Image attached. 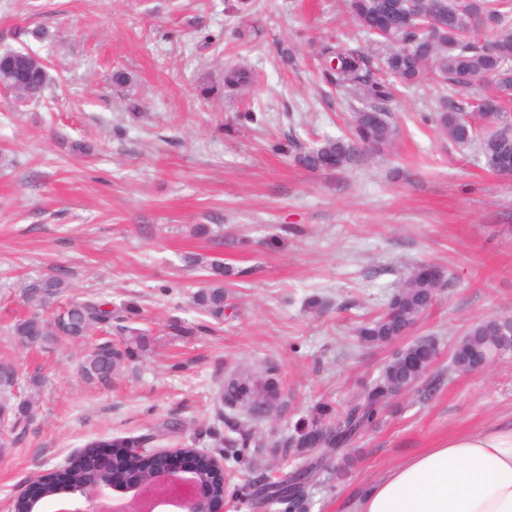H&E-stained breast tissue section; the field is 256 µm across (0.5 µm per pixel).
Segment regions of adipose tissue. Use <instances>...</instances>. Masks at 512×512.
Segmentation results:
<instances>
[{
    "label": "adipose tissue",
    "instance_id": "obj_1",
    "mask_svg": "<svg viewBox=\"0 0 512 512\" xmlns=\"http://www.w3.org/2000/svg\"><path fill=\"white\" fill-rule=\"evenodd\" d=\"M357 512H512V425L423 449L370 484Z\"/></svg>",
    "mask_w": 512,
    "mask_h": 512
}]
</instances>
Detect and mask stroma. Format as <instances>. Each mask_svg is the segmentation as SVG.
<instances>
[{
    "label": "stroma",
    "instance_id": "obj_1",
    "mask_svg": "<svg viewBox=\"0 0 512 512\" xmlns=\"http://www.w3.org/2000/svg\"><path fill=\"white\" fill-rule=\"evenodd\" d=\"M327 36L362 44L344 0H0V49H31L54 79L40 103L0 107V152L14 158L0 166V327L26 311L11 284L53 268L108 304L121 338L146 335L107 387L80 376L73 344L25 349L0 335V357L43 380L33 417L0 448V508L116 436L217 453L234 425L254 442L227 468L258 484L292 471L306 458L286 443L296 422L317 401L356 397L392 354L359 346L354 330L422 261L448 275L416 332L438 359L357 440L352 470L309 487L310 512H354L360 491L407 457L512 423V356L480 374L448 370L473 321L512 318V179L437 132L431 83L398 87L388 103L391 149L337 172L296 165L280 144L342 135L353 113L319 79ZM228 61L256 76L233 99ZM116 69L131 75L125 87H113ZM248 108L254 121L240 118ZM197 257L234 273L221 321L193 302ZM174 319L207 329L173 336ZM270 364L283 390L267 416L228 409L225 380Z\"/></svg>",
    "mask_w": 512,
    "mask_h": 512
}]
</instances>
